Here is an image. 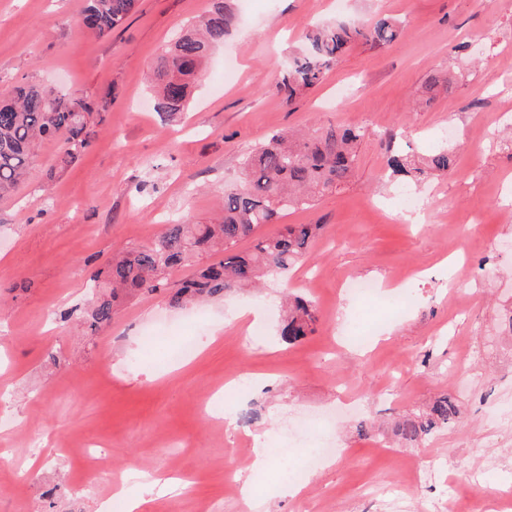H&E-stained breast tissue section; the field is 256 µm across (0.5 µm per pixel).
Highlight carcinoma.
I'll return each mask as SVG.
<instances>
[{"instance_id": "cac0c4a2", "label": "carcinoma", "mask_w": 512, "mask_h": 512, "mask_svg": "<svg viewBox=\"0 0 512 512\" xmlns=\"http://www.w3.org/2000/svg\"><path fill=\"white\" fill-rule=\"evenodd\" d=\"M136 7V0H85V28L105 36L121 26ZM234 23L226 0H209L206 12L182 29L157 57L153 67L154 92L159 112L168 118L185 111L192 81L202 76L213 49L224 43ZM401 23L378 16L371 23H325L307 35L308 45L284 65L278 89L293 101L319 85L353 44L385 46L402 34ZM451 74L426 81L429 91L453 90ZM101 113L84 97L60 95L37 86H14L0 96V196L8 195L31 175L36 150L46 140L61 142L60 166L68 167L90 146ZM366 129L360 125L322 126L312 132L288 130L270 136L249 153L238 183L224 188L221 216L211 224H167L149 244L122 250L106 272L112 293L99 298L89 314L94 328L112 322L120 294L162 292L168 304L181 307L196 298L220 297L227 292L255 288L269 277L286 279L296 261L308 253L323 228L321 224H285L273 235L259 234L289 211L310 207L317 198L340 189L353 174L357 148ZM397 132L387 134L386 176L396 182L419 183L446 175L455 165L453 152L440 147L422 155L394 147ZM253 239L248 252L238 242ZM210 251L224 258L197 267L177 284L170 270L189 265ZM313 304L300 297L289 304L282 338L293 343L313 332ZM459 409L443 395L430 411L415 419L400 420L395 432L415 443L455 423Z\"/></svg>"}]
</instances>
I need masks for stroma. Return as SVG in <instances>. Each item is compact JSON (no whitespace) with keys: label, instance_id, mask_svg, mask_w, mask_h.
I'll return each mask as SVG.
<instances>
[{"label":"stroma","instance_id":"35a3bbf8","mask_svg":"<svg viewBox=\"0 0 512 512\" xmlns=\"http://www.w3.org/2000/svg\"><path fill=\"white\" fill-rule=\"evenodd\" d=\"M237 20L191 90L185 116L163 122L148 76L161 51L208 0H138L104 38L87 35L84 0H0V88L38 84L92 97L104 121L86 153L60 167L43 145L30 178L0 199V512H98L112 496L64 452L91 444L112 472L158 475L165 485L142 512H241L226 478L249 481L261 512H480L512 493V429L492 418L512 393V0H230ZM397 17L396 42L357 45L294 101L274 88L309 24ZM468 51H458L460 43ZM455 72L448 95L422 104L426 79ZM344 96H336L337 86ZM366 128L354 176L341 192L289 212L287 224L322 231L288 283L266 281L191 304L162 294L126 298L109 325L66 318L86 307L92 272L127 246L152 241L171 219L206 220L237 182L240 162L275 132L323 125ZM401 128L423 153L447 143L454 170L413 187L416 216L379 208L395 184L378 181L381 135ZM353 278L379 287L353 300ZM414 305L393 309L397 290ZM311 300L312 333L284 342L283 295ZM262 313L247 334L245 309ZM162 339L140 342L152 328ZM195 357L178 358L182 342ZM266 376L252 388L250 379ZM243 380L232 413L258 411L274 464L233 457L238 424L203 401L227 377ZM460 418L420 444H401L399 415H421L440 396ZM314 418L334 448L297 494L279 491L278 431ZM367 428H360V421Z\"/></svg>","mask_w":512,"mask_h":512}]
</instances>
